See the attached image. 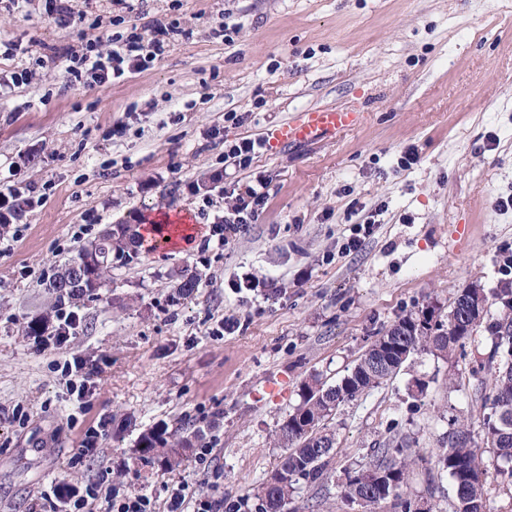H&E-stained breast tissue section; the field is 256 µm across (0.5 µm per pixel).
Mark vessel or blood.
I'll use <instances>...</instances> for the list:
<instances>
[{
  "instance_id": "1",
  "label": "vessel or blood",
  "mask_w": 512,
  "mask_h": 512,
  "mask_svg": "<svg viewBox=\"0 0 512 512\" xmlns=\"http://www.w3.org/2000/svg\"><path fill=\"white\" fill-rule=\"evenodd\" d=\"M358 120V113L348 109L310 108L270 129L266 134V146L268 149L276 150L291 144L331 139L355 126Z\"/></svg>"
}]
</instances>
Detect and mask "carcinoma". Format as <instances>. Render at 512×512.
<instances>
[{"mask_svg": "<svg viewBox=\"0 0 512 512\" xmlns=\"http://www.w3.org/2000/svg\"><path fill=\"white\" fill-rule=\"evenodd\" d=\"M143 245L140 225H113L110 232L98 239L102 268L87 270L85 275L94 276V284L105 279L113 262H134ZM81 253L82 250H77L50 282L51 309L27 323V335H43L57 307L66 302L75 305L91 296L93 289L88 287L64 289L71 283L73 264ZM493 305L498 308L495 316L489 315ZM432 313L440 330L436 338L426 336L418 324L420 311L411 310L379 333L339 383L327 386L316 379L303 385L300 403L276 432L279 447L287 449L288 454L255 494L261 512H290L288 505L299 481L313 484L321 478L336 444L325 421L341 404L392 378L412 355L426 351L447 357L480 332L491 340L486 360L475 371L481 375L478 393L484 409L483 445L473 440L465 423L454 419L448 430V447L435 454V466L447 472L453 481V512H484L483 453L487 449L508 464L500 474L512 485V281L489 295L482 288H465L448 312L434 307ZM204 447L201 430L173 433L164 423L141 431L137 438L139 458L149 463L157 461L169 469L180 465L187 451ZM423 461L424 456L410 452L408 441H389L386 447L375 450L367 466L347 471L348 491L344 498L363 512H375L388 500L395 512H414L415 499L404 493V487L413 467Z\"/></svg>", "mask_w": 512, "mask_h": 512, "instance_id": "cac0c4a2", "label": "carcinoma"}]
</instances>
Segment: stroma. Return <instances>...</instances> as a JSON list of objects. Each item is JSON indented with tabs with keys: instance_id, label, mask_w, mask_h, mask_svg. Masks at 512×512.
Returning a JSON list of instances; mask_svg holds the SVG:
<instances>
[{
	"instance_id": "35a3bbf8",
	"label": "stroma",
	"mask_w": 512,
	"mask_h": 512,
	"mask_svg": "<svg viewBox=\"0 0 512 512\" xmlns=\"http://www.w3.org/2000/svg\"><path fill=\"white\" fill-rule=\"evenodd\" d=\"M82 20L62 29L44 0H0V71L29 85L0 102V191L35 202L0 252V512H56L65 485H96L88 512H112L136 492L168 512L174 492L256 512L252 493L284 449L273 434L312 376L333 385L378 331L414 309H448L463 289L498 288L512 251V0H72ZM148 30L177 21L173 44L144 71L104 83L71 75L87 43L108 50L111 20ZM236 27L233 43L216 32ZM13 55H6L7 44ZM360 113L331 140L266 151L250 169L226 145L265 137L313 107ZM417 161L403 167L408 148ZM269 178L255 223L219 245L212 232L224 187ZM206 184L207 193L193 185ZM382 207L356 252L349 227ZM189 215L195 239L113 268L107 287L75 306L61 347L24 332L47 286L75 251L110 224L147 214ZM199 286L179 295L182 271ZM261 285L242 287L243 277ZM275 282L269 294L265 282ZM480 336L452 357L414 354L398 375L328 421L336 437L315 484L298 483L293 512H351L346 473L389 439L448 445L462 417L482 441L474 368ZM81 358L93 393L78 403L61 367ZM424 383L417 391L416 383ZM132 418L79 456L101 417ZM201 428L208 449L166 469L137 457L141 430ZM406 494L452 512L444 471L415 470Z\"/></svg>"
}]
</instances>
